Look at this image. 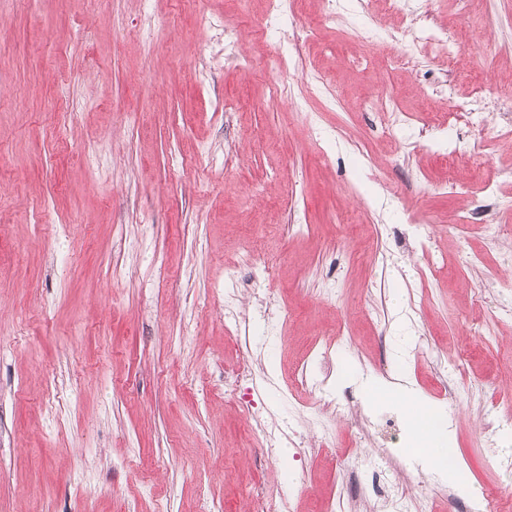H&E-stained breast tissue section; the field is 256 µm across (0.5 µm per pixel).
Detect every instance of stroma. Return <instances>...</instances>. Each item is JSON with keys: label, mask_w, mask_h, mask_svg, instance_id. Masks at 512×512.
<instances>
[{"label": "stroma", "mask_w": 512, "mask_h": 512, "mask_svg": "<svg viewBox=\"0 0 512 512\" xmlns=\"http://www.w3.org/2000/svg\"><path fill=\"white\" fill-rule=\"evenodd\" d=\"M322 9L0 0V512H351L376 481L512 512V0ZM428 31L469 39L455 72ZM399 367L456 485L372 394Z\"/></svg>", "instance_id": "35a3bbf8"}]
</instances>
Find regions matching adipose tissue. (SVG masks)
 <instances>
[{
  "label": "adipose tissue",
  "instance_id": "obj_1",
  "mask_svg": "<svg viewBox=\"0 0 512 512\" xmlns=\"http://www.w3.org/2000/svg\"><path fill=\"white\" fill-rule=\"evenodd\" d=\"M388 387L394 391L396 401L408 411L421 454L441 475L452 477L453 471L448 468L441 452V445L449 434L447 423L442 421L433 406L423 401L405 375H395Z\"/></svg>",
  "mask_w": 512,
  "mask_h": 512
}]
</instances>
